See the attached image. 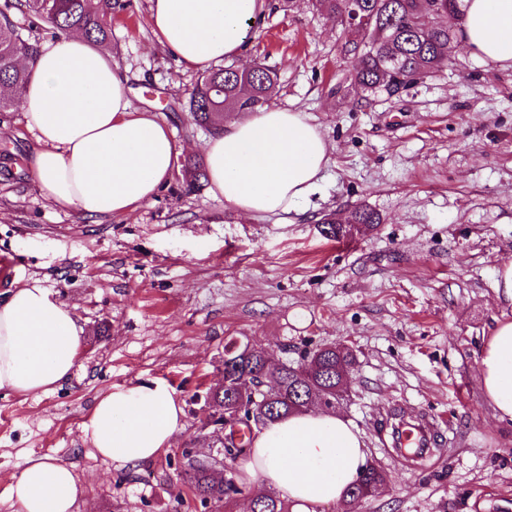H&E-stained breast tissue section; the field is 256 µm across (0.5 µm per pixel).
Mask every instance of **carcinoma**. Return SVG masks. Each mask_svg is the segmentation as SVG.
<instances>
[{"label":"carcinoma","instance_id":"carcinoma-1","mask_svg":"<svg viewBox=\"0 0 512 512\" xmlns=\"http://www.w3.org/2000/svg\"><path fill=\"white\" fill-rule=\"evenodd\" d=\"M459 0H312V6L337 20L352 34L342 51L354 58L352 83L370 102L375 94L406 88L451 62L457 44L456 31L463 21ZM123 0H0V112L21 105L30 72L19 66L21 49H31L12 19L14 12L26 15L31 25L47 26L59 35L80 31L93 44L112 50V16L124 9ZM363 19L350 28V10ZM277 73L259 64L244 68L235 65L204 71L188 93L185 103L190 120L199 126L218 130L226 112H255L278 93ZM206 180L204 163L189 159L182 169V184L195 192ZM323 223L337 225L330 237L351 236L346 225L381 223L377 212L359 205L348 214L329 213ZM350 348L329 343L298 353L291 360L274 358L261 348L239 353L224 360V386L206 396L208 416L205 425L213 428L209 447L219 459L199 458L189 449L182 451L183 467L177 476L187 482L194 496L205 506L211 502L232 505L238 497L250 498L255 512H289L288 504L271 491L245 492L238 482L234 462L246 456L253 427L247 420L226 423L231 402L236 399L234 384L248 380L255 386L257 407H266L268 423L309 407L336 406V388L355 364ZM388 482L387 474L369 463L343 503L355 512L361 503Z\"/></svg>","mask_w":512,"mask_h":512}]
</instances>
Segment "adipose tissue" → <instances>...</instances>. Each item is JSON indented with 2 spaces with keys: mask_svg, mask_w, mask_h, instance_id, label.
<instances>
[{
  "mask_svg": "<svg viewBox=\"0 0 512 512\" xmlns=\"http://www.w3.org/2000/svg\"><path fill=\"white\" fill-rule=\"evenodd\" d=\"M458 33L472 55L512 69V0H460ZM265 0H150L162 48L192 68L245 59L247 23ZM20 59L31 73L21 108L36 145L30 170L53 205L82 215L122 216L149 202L181 153L155 113L131 110L128 79L111 52L82 36L35 45ZM209 190L250 217L289 214L324 178L330 148L317 125L287 107L226 120L202 149ZM83 328L39 282L0 295V389L22 397L53 391L78 359ZM485 400L512 423V316L496 319L477 360ZM184 411L159 379L116 386L82 424L102 458L119 466L155 460L184 428ZM369 460L361 431L322 410L293 414L256 432L239 468L242 482L274 490L290 512L343 503ZM72 468L43 457L26 462L10 487L20 512H73Z\"/></svg>",
  "mask_w": 512,
  "mask_h": 512,
  "instance_id": "ef3b65f1",
  "label": "adipose tissue"
}]
</instances>
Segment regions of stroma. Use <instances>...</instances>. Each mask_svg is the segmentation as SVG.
I'll list each match as a JSON object with an SVG mask.
<instances>
[{
  "mask_svg": "<svg viewBox=\"0 0 512 512\" xmlns=\"http://www.w3.org/2000/svg\"><path fill=\"white\" fill-rule=\"evenodd\" d=\"M149 0L112 21L113 60L132 110L155 112L194 157L209 136L184 103L200 75L168 54ZM348 35L308 0H266L249 58L274 69L273 102L305 112L333 145L325 177L291 214L251 219L180 173L125 216L85 218L53 206L28 166L35 137L22 109L0 112V255L9 285L40 280L84 328V349L55 391H0V512L29 457L72 467L74 512H217L176 477L182 449L206 445L204 396L224 346L251 341L283 354L342 341L357 363L337 412L363 434L390 477L361 512H512V424L497 422L479 381L483 337L512 306L494 288L512 258V69L457 46L447 67L401 94L361 106L346 75ZM365 204L381 224L325 237L330 211ZM166 382L184 428L157 459L121 467L81 432L115 385ZM435 426L417 461L391 445L393 416Z\"/></svg>",
  "mask_w": 512,
  "mask_h": 512,
  "instance_id": "35a3bbf8",
  "label": "stroma"
}]
</instances>
